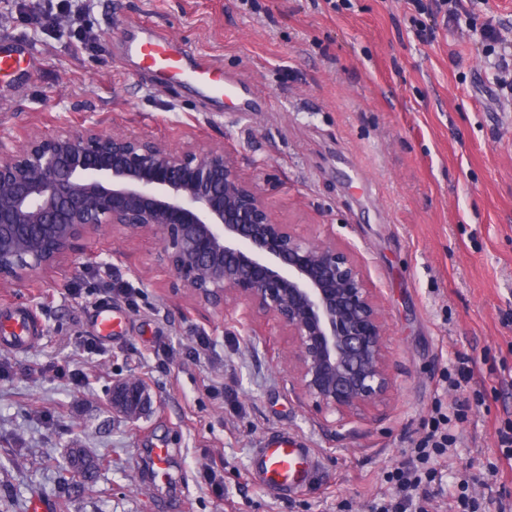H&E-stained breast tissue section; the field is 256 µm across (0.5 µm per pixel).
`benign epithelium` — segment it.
Listing matches in <instances>:
<instances>
[{"mask_svg":"<svg viewBox=\"0 0 512 512\" xmlns=\"http://www.w3.org/2000/svg\"><path fill=\"white\" fill-rule=\"evenodd\" d=\"M110 225L148 234L158 261L226 314L272 318L293 348L290 387L341 426L385 403L393 381L380 300L329 234L279 223L222 147H170L89 126L0 143V283H20ZM147 387L117 383L112 410L136 419Z\"/></svg>","mask_w":512,"mask_h":512,"instance_id":"1","label":"benign epithelium"}]
</instances>
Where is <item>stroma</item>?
<instances>
[{
    "label": "stroma",
    "instance_id": "obj_1",
    "mask_svg": "<svg viewBox=\"0 0 512 512\" xmlns=\"http://www.w3.org/2000/svg\"><path fill=\"white\" fill-rule=\"evenodd\" d=\"M465 5L472 20L455 27L415 0H0V50L27 49L0 73V141L92 125L224 147L280 223L353 250L382 302L395 382L386 404L331 425L291 389L272 319L242 328L175 284L156 238L103 228L53 269L0 284V309L39 322L29 347L0 349L13 512L57 500L44 461L71 448L109 464L68 512H370L434 407L464 403L428 510L453 512L462 476L481 512L512 507L496 435L512 419V71L497 67L512 63V0ZM142 24L185 65L218 59L241 89L211 99L142 67L126 53ZM102 309L118 323L108 340ZM464 364L469 382L449 387ZM127 379L151 396L134 422L109 403ZM282 433L319 463L289 496L250 473ZM153 448L169 451L163 473Z\"/></svg>",
    "mask_w": 512,
    "mask_h": 512
}]
</instances>
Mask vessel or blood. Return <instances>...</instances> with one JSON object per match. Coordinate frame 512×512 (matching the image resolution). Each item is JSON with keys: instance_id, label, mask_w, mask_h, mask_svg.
<instances>
[{"instance_id": "b4317fda", "label": "vessel or blood", "mask_w": 512, "mask_h": 512, "mask_svg": "<svg viewBox=\"0 0 512 512\" xmlns=\"http://www.w3.org/2000/svg\"><path fill=\"white\" fill-rule=\"evenodd\" d=\"M142 37L131 45L130 51L155 71L176 76L183 73L182 49L173 47L160 38L151 26H143ZM196 82L209 94L223 95L226 86L221 64L205 60L194 72ZM38 324L32 315L15 319L9 341L15 345L29 342L37 332ZM317 475V462L312 449L294 436L268 437L255 452L252 478L261 486L293 491L311 482Z\"/></svg>"}]
</instances>
